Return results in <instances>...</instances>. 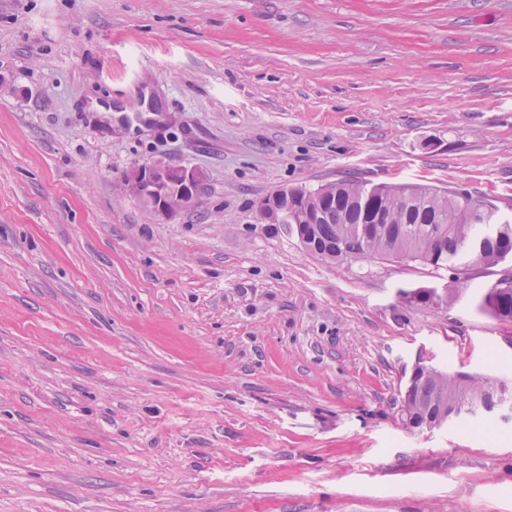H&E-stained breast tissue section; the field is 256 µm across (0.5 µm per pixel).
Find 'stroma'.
I'll use <instances>...</instances> for the list:
<instances>
[{"label":"stroma","mask_w":512,"mask_h":512,"mask_svg":"<svg viewBox=\"0 0 512 512\" xmlns=\"http://www.w3.org/2000/svg\"><path fill=\"white\" fill-rule=\"evenodd\" d=\"M154 161L205 172L193 209L125 191ZM345 179L512 219V0H0V512H512V420L400 419L419 363L512 385L477 303L512 257L333 264L258 220Z\"/></svg>","instance_id":"obj_1"}]
</instances>
